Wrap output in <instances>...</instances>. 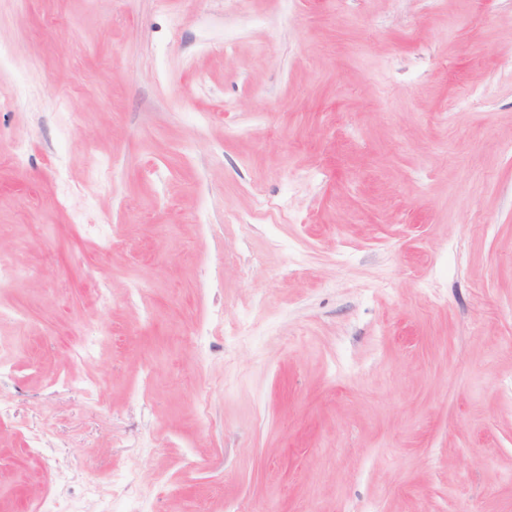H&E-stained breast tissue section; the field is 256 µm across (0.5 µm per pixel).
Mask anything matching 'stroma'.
Masks as SVG:
<instances>
[{
  "mask_svg": "<svg viewBox=\"0 0 512 512\" xmlns=\"http://www.w3.org/2000/svg\"><path fill=\"white\" fill-rule=\"evenodd\" d=\"M0 47V512H512V0H0Z\"/></svg>",
  "mask_w": 512,
  "mask_h": 512,
  "instance_id": "35a3bbf8",
  "label": "stroma"
}]
</instances>
